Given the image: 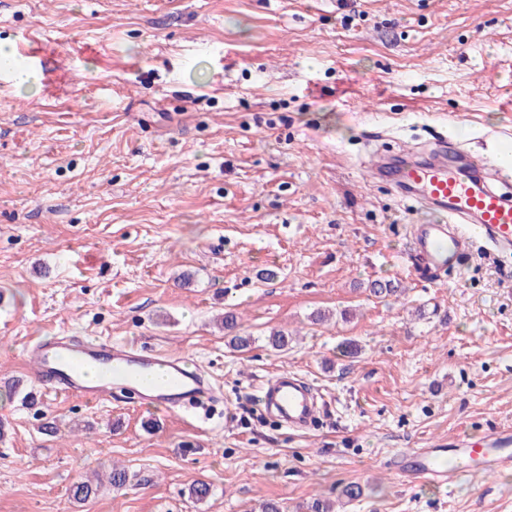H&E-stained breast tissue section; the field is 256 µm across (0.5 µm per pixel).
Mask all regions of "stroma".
Instances as JSON below:
<instances>
[{"label":"stroma","instance_id":"obj_1","mask_svg":"<svg viewBox=\"0 0 512 512\" xmlns=\"http://www.w3.org/2000/svg\"><path fill=\"white\" fill-rule=\"evenodd\" d=\"M1 46L36 83L0 71V383L35 397L0 400V512H512V473L444 491L391 466L512 423V255L479 241L419 278L409 229L434 216L368 172L441 133L512 152V0H0ZM63 335L187 357L220 401L46 395L27 350ZM281 372L319 395L307 430L259 404ZM116 464L137 481L73 500Z\"/></svg>","mask_w":512,"mask_h":512}]
</instances>
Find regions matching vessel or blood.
<instances>
[{"instance_id":"1","label":"vessel or blood","mask_w":512,"mask_h":512,"mask_svg":"<svg viewBox=\"0 0 512 512\" xmlns=\"http://www.w3.org/2000/svg\"><path fill=\"white\" fill-rule=\"evenodd\" d=\"M376 177L389 178L403 196L438 212L437 220L411 227L412 255L419 271L434 270L468 254L474 240L512 251V200L497 183L512 182V165L491 166L469 155L448 161L446 141L435 142L430 159L378 157ZM31 376L49 395L108 402L133 395L143 404L208 410L215 390L184 357L165 355L128 342L51 336L38 340ZM266 412L293 430L309 428L319 411L315 390L290 373L262 388ZM396 469L411 484L440 488L482 473L512 470V427L498 426L475 440L461 436L439 448H413L400 454Z\"/></svg>"}]
</instances>
